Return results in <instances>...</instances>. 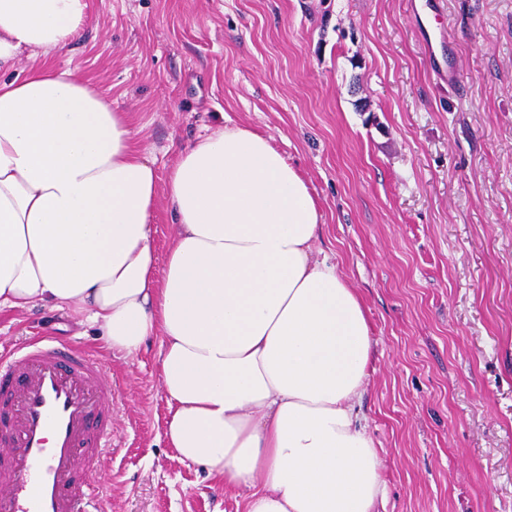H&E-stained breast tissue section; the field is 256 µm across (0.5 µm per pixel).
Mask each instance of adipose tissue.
I'll return each instance as SVG.
<instances>
[{"label": "adipose tissue", "mask_w": 512, "mask_h": 512, "mask_svg": "<svg viewBox=\"0 0 512 512\" xmlns=\"http://www.w3.org/2000/svg\"><path fill=\"white\" fill-rule=\"evenodd\" d=\"M88 0H0V308L99 324L113 351L160 340L179 460L246 490L243 512H381L356 409L371 333L358 292L314 243L321 213L269 139L220 127L166 180L125 113L68 67L36 64L83 30ZM175 233L165 259L152 219ZM174 234V226L164 203H158L153 219V243L159 259H164Z\"/></svg>", "instance_id": "ef3b65f1"}]
</instances>
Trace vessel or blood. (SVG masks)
Instances as JSON below:
<instances>
[{
    "label": "vessel or blood",
    "instance_id": "b4317fda",
    "mask_svg": "<svg viewBox=\"0 0 512 512\" xmlns=\"http://www.w3.org/2000/svg\"><path fill=\"white\" fill-rule=\"evenodd\" d=\"M112 410L92 351L41 335L0 354V512H103Z\"/></svg>",
    "mask_w": 512,
    "mask_h": 512
}]
</instances>
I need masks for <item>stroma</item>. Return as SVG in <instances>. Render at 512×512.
<instances>
[{"label": "stroma", "instance_id": "35a3bbf8", "mask_svg": "<svg viewBox=\"0 0 512 512\" xmlns=\"http://www.w3.org/2000/svg\"><path fill=\"white\" fill-rule=\"evenodd\" d=\"M443 3L452 85L409 0H88L54 61L127 113L159 178L217 127L268 137L365 305L360 413L387 512H512V0ZM38 332L98 352L112 377L105 512H239L166 442L158 340L127 357L70 311L0 310V351Z\"/></svg>", "mask_w": 512, "mask_h": 512}]
</instances>
